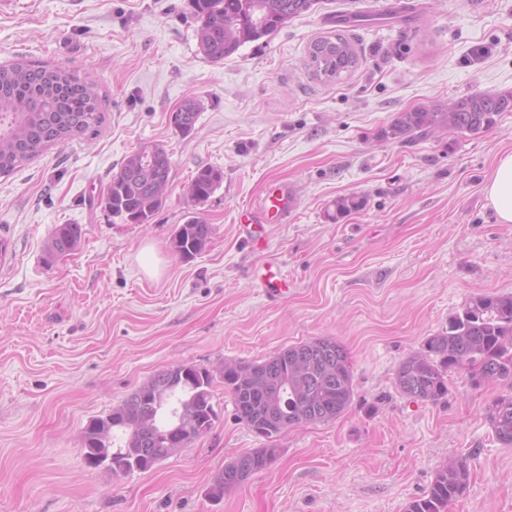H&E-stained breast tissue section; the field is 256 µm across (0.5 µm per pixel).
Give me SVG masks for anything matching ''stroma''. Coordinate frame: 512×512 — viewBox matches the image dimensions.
<instances>
[{
  "label": "stroma",
  "mask_w": 512,
  "mask_h": 512,
  "mask_svg": "<svg viewBox=\"0 0 512 512\" xmlns=\"http://www.w3.org/2000/svg\"><path fill=\"white\" fill-rule=\"evenodd\" d=\"M385 0H318L308 13L220 63L198 48L191 0H7L0 64L59 65L99 85L106 122L92 140L42 151L0 177V512H404L435 470L461 459L466 493L447 512H512V447L488 405L512 392L448 379V396L413 400L400 362L448 325L471 296L512 293V224L483 187L512 150V112L481 134L403 144L382 137L398 112L473 93L512 94V0H416L412 20L371 22ZM350 27L361 55L340 82L317 80L310 42ZM189 95L202 110L175 133ZM165 145L167 201L150 223L113 217L101 197L122 159ZM224 173L201 205L197 169ZM293 196L287 220L253 246L240 211L272 184ZM357 210L329 219L341 197ZM214 233L182 260L170 241L191 213ZM79 224L77 250L45 263L56 226ZM154 247L155 274L138 262ZM276 262L288 285L268 297L254 269ZM336 339L354 375L350 406L279 437L272 464L219 500L224 464L262 447L222 381L213 428L150 470L116 475L85 463L82 432L165 366L209 370L261 362ZM200 112V101L194 96L186 97L170 113L169 123L175 132L186 136L194 129Z\"/></svg>",
  "instance_id": "35a3bbf8"
}]
</instances>
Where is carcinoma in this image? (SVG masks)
Masks as SVG:
<instances>
[{
	"mask_svg": "<svg viewBox=\"0 0 512 512\" xmlns=\"http://www.w3.org/2000/svg\"><path fill=\"white\" fill-rule=\"evenodd\" d=\"M199 22V51L220 63L247 43L273 34L289 20L308 11L317 0H192ZM312 74L338 81L359 65V53L347 30L319 36L307 50ZM512 111V94L482 93L448 102L443 107H417L399 112L383 135L400 142L435 137L448 130L480 134L496 124L501 112ZM201 103L190 96L170 113L169 123L186 136L194 129ZM105 121L97 85L71 70L18 59L0 65V175L51 146L75 138L92 139ZM171 161L159 143H147L128 155L101 198V204L129 224H148L163 207L170 183ZM223 181L214 167H202L192 178L187 195L206 202ZM213 234L205 218L191 216L179 225L171 246L189 260L202 253ZM80 224H62L51 238L47 261L73 251L82 241ZM466 371L473 386L481 375L498 376L512 387V294L478 295L448 320V328L426 339L423 349L406 357L396 372L400 392L412 399L438 401L448 395V377ZM216 375L206 368L175 364L157 372L104 417L89 421L83 431L86 454L112 456L106 469L131 466L147 470L151 460L175 453L171 441L185 448L208 432L218 415L211 388ZM224 391L232 397L239 419L258 438L261 448L238 456L251 474L265 470L280 451L283 421L325 423L349 407L353 372L344 347L320 338L280 350L261 363L224 361ZM488 421L496 440L512 447V393L488 406ZM470 472L461 460L440 466L425 494L405 512H446L448 504L467 491Z\"/></svg>",
	"mask_w": 512,
	"mask_h": 512,
	"instance_id": "obj_1",
	"label": "carcinoma"
}]
</instances>
